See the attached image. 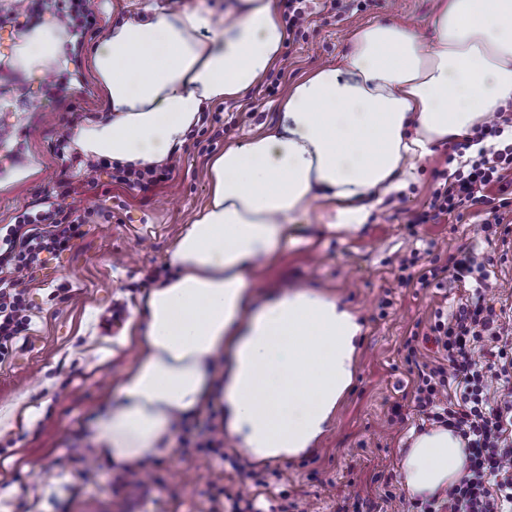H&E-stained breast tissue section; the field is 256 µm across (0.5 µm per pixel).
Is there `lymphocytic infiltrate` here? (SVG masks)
<instances>
[{
	"instance_id": "obj_1",
	"label": "lymphocytic infiltrate",
	"mask_w": 512,
	"mask_h": 512,
	"mask_svg": "<svg viewBox=\"0 0 512 512\" xmlns=\"http://www.w3.org/2000/svg\"><path fill=\"white\" fill-rule=\"evenodd\" d=\"M88 173L107 175L132 190H146L165 181L172 164L143 169L120 166L101 157L85 162ZM512 184V143L480 152L434 189L428 210L410 216L408 226L463 218L468 210L484 213V230L512 250V225L500 211L512 200L495 198L491 189ZM66 180L53 189L55 201L36 213H23L0 234V362L12 356L15 344L31 324L28 285L50 257L66 251L91 223L94 208L73 203ZM435 241L398 261L400 285L441 287L452 280L465 292L450 318L435 317L423 336L402 344V364L413 387L411 408L420 423L443 426L465 443L468 464L464 475L444 497L420 503L419 512H512V317L496 309L488 297L493 282V257H478L473 249L449 256L439 264ZM435 348L433 360L421 358L419 342ZM216 412L206 419L189 416L177 428L180 445L207 453L224 446V431Z\"/></svg>"
}]
</instances>
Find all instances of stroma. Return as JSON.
<instances>
[{
	"label": "stroma",
	"mask_w": 512,
	"mask_h": 512,
	"mask_svg": "<svg viewBox=\"0 0 512 512\" xmlns=\"http://www.w3.org/2000/svg\"><path fill=\"white\" fill-rule=\"evenodd\" d=\"M432 7L433 0H369L363 8L358 0H345L332 16L325 0H310L304 36L286 40L276 73L211 109L208 123L197 126L194 138L176 152L170 180L146 191L110 184L103 175L91 180L76 145L57 156L59 135L108 119V104L85 62L64 58L39 78L18 70L17 41L0 30V227L48 197L62 177L83 205L98 212L70 250L37 272L31 328L12 358L0 363V512H79L86 499L124 512V503L140 494L150 512H217L208 497L215 486L253 498L263 508L295 501L303 512H403L398 501L406 493L402 462L414 423H389L392 404L410 401L399 347L417 324H430L436 311L452 312L463 289L450 281L441 288L398 287V259L420 236L437 241L446 256L465 247L487 255L500 252L498 245L486 243L482 219L473 213L422 224L413 233L407 228L412 213L427 210L439 173L455 170L448 161L449 142L435 147L416 181L372 210L357 233L330 229V206L314 202L296 218L292 243L254 274L252 286L260 296L285 286L307 288L335 298L362 326L352 383L309 448L286 459L250 460L265 480L256 486L239 481L223 454L178 447L111 466L99 458L91 437L95 417L118 396L116 380L138 356L136 347H119L121 334L110 327L112 313L131 319L141 295L168 276V250L210 197L211 158L274 122L281 87L335 65L357 28L407 24L433 43ZM61 77L69 81L62 106L21 92ZM61 284L69 289L68 300L53 294ZM22 398L40 415L28 428L16 429L5 413ZM389 472L398 479V498L392 502L382 499L375 480Z\"/></svg>",
	"instance_id": "obj_1"
}]
</instances>
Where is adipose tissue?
Masks as SVG:
<instances>
[{"label":"adipose tissue","mask_w":512,"mask_h":512,"mask_svg":"<svg viewBox=\"0 0 512 512\" xmlns=\"http://www.w3.org/2000/svg\"><path fill=\"white\" fill-rule=\"evenodd\" d=\"M432 26V50L407 25L357 29L341 66L289 86L275 123L212 158L210 199L171 247V276L147 293L146 323H129L122 339L142 353L95 423L109 464L161 453L175 424L214 399L229 435L259 461L298 454L322 433L351 382L360 327L309 290L257 302L251 278L313 201L336 204L337 229L360 230L433 147L467 139L477 153L473 129L512 106V0H435ZM285 39L280 0H233L219 18L149 0L91 49L87 68L112 118L80 128L78 147L163 162L202 112L267 76ZM65 41L57 26H34L15 62L40 74ZM465 466L462 440L436 428L414 437L404 480L425 497Z\"/></svg>","instance_id":"ef3b65f1"}]
</instances>
